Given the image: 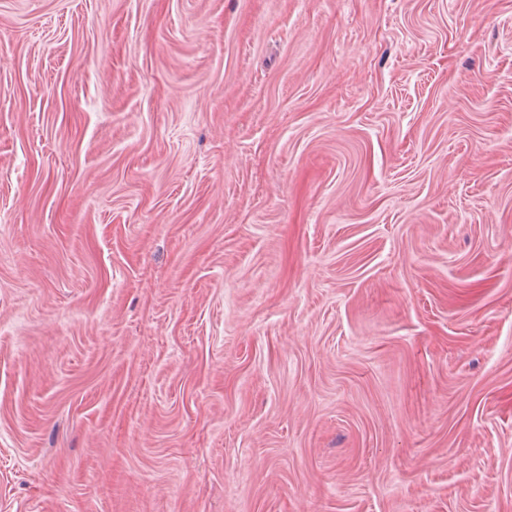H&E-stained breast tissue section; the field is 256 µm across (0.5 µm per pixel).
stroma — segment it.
I'll return each instance as SVG.
<instances>
[{
	"label": "stroma",
	"mask_w": 512,
	"mask_h": 512,
	"mask_svg": "<svg viewBox=\"0 0 512 512\" xmlns=\"http://www.w3.org/2000/svg\"><path fill=\"white\" fill-rule=\"evenodd\" d=\"M0 512H512V0H0Z\"/></svg>",
	"instance_id": "obj_1"
}]
</instances>
